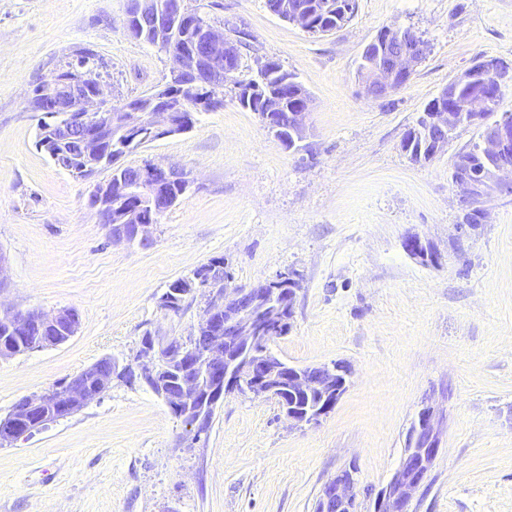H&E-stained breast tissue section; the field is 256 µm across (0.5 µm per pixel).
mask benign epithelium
Returning <instances> with one entry per match:
<instances>
[{
    "instance_id": "7a95c632",
    "label": "benign epithelium",
    "mask_w": 512,
    "mask_h": 512,
    "mask_svg": "<svg viewBox=\"0 0 512 512\" xmlns=\"http://www.w3.org/2000/svg\"><path fill=\"white\" fill-rule=\"evenodd\" d=\"M184 15L198 33L195 46L181 54L173 53L178 72H189L192 80L178 94L166 88L153 89L155 104L140 110L126 107L124 128L133 134L142 128L161 138L183 133L192 128L195 110L220 103L212 94L215 77L232 72L235 43L216 30L201 12L183 14L180 0H134L130 18L146 26L160 28L172 14ZM428 50L427 44L414 31L385 29L382 36L370 41L363 51L366 65L360 72L363 92L371 98H382L405 87L416 73V67ZM486 77L503 86L512 81V66L497 59L477 58L472 66L453 81V88L475 84ZM45 106L31 105L35 112H48L52 121L41 124L38 147L48 152L70 145L72 156L67 170L86 171L104 159L106 139L102 133L112 127V113L100 107L104 88L97 83L86 87L83 72H57L41 81ZM302 108L288 113L289 149L309 135L312 101L300 96ZM484 98L448 97L441 90L430 109L423 113L424 130L431 152L437 154L447 146L452 134L462 126L483 128L481 150L491 174L512 173V118L486 122L489 112L483 108ZM463 190L462 202L477 223L484 212L475 200L488 188L486 181L467 171L452 174ZM193 181L187 172L175 167L146 164L132 175L124 174L112 184H99L90 196L101 223L112 239L145 245L150 241L155 216L160 207H171L191 191ZM403 247L410 255L436 265L438 254L420 237L410 235ZM209 267L197 270L182 281L174 292H165L161 307L166 311L177 305L172 294L186 296L201 292L206 306L199 322L207 333L202 346L186 349L183 342L158 341L147 332L141 339L136 365L118 368L112 373L147 384L177 416L190 415L196 433L205 432L214 411L224 395L232 392L254 398L278 401L284 416L296 426L315 424L336 405L347 387L348 366L341 362L297 370L277 358L269 350L271 334L293 318L300 280L293 271L253 287L232 286L231 272L224 279L212 280ZM80 318L73 308L52 312L0 308V326L15 336H25L31 328L52 330L47 344H60L74 336ZM182 360L188 375L178 391L170 392L159 379L160 366L166 361ZM110 381L100 379L99 390H87L81 376L76 375L60 385L17 402L11 412L0 419V446H8L51 422L80 411L100 396ZM443 412L430 398L418 411L406 436L407 451L393 476L374 502V512H411L413 498L428 477L441 448ZM357 482L354 469H344L323 486L315 512H353Z\"/></svg>"
}]
</instances>
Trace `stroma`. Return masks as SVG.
I'll return each instance as SVG.
<instances>
[{"label": "stroma", "instance_id": "35a3bbf8", "mask_svg": "<svg viewBox=\"0 0 512 512\" xmlns=\"http://www.w3.org/2000/svg\"><path fill=\"white\" fill-rule=\"evenodd\" d=\"M128 3L0 0V306L80 318L66 343L0 358V418L101 359L131 362L145 333L187 340L202 295L176 312L160 297L220 257L242 288L296 271L292 327L271 352L298 367L341 361L352 376L316 424L234 392L202 435L146 385L113 381L77 413L0 447V512H314L323 485L350 466L357 510L372 512L428 398L446 414L442 451L411 512H512V195L489 191L482 223L464 224L451 174L481 127H460L426 163L401 149L476 57L512 62V0H356L328 36L265 0H185L217 29L248 33L241 78L265 58L298 77L312 99L310 149H286L225 90L189 131L123 157L194 179L146 246L112 240L89 205L109 171L83 180L55 166L30 109L37 82L82 46L107 62L113 105L169 78L173 58L127 34ZM384 27L415 31L428 52L404 88L370 98L358 68ZM409 235L433 245L439 265L408 254Z\"/></svg>", "mask_w": 512, "mask_h": 512}]
</instances>
